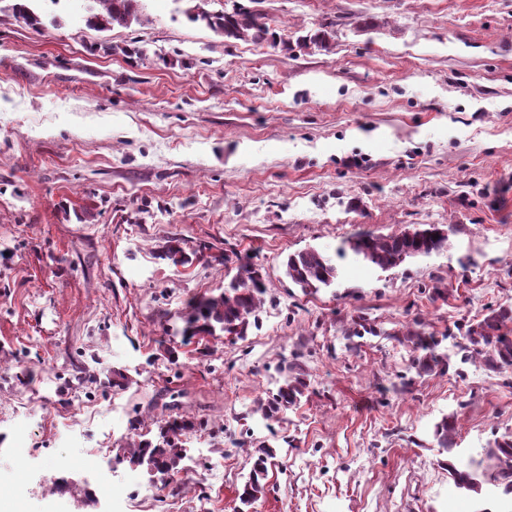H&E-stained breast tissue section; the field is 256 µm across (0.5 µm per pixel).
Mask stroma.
<instances>
[{
    "instance_id": "stroma-1",
    "label": "stroma",
    "mask_w": 512,
    "mask_h": 512,
    "mask_svg": "<svg viewBox=\"0 0 512 512\" xmlns=\"http://www.w3.org/2000/svg\"><path fill=\"white\" fill-rule=\"evenodd\" d=\"M0 0V499L24 512H235L246 442L274 431L244 512H475L432 439L468 457L512 430V369L461 363V328L512 304V0H147L89 27L63 0L40 32ZM242 5L288 46L225 44L189 13ZM373 16L384 26L361 32ZM336 22V49L297 47ZM140 41L146 58L122 46ZM115 45L112 53L103 44ZM453 225L448 251L384 271L337 259L306 295L289 254L360 231ZM180 245L192 260L166 259ZM260 265L259 326L184 340L193 298ZM442 282L444 296L433 292ZM374 334L344 348L353 319ZM410 326L450 356L418 375ZM300 361L309 392L273 428L246 413ZM86 405L77 413L75 402ZM191 416L165 496L115 455L146 420ZM76 467H67V460ZM457 431L458 418L456 413L452 412L434 424L432 437L439 448L450 454L454 449Z\"/></svg>"
}]
</instances>
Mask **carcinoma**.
<instances>
[{
  "mask_svg": "<svg viewBox=\"0 0 512 512\" xmlns=\"http://www.w3.org/2000/svg\"><path fill=\"white\" fill-rule=\"evenodd\" d=\"M102 12L93 15L90 24L106 28L114 24L128 25L138 18L142 0H95ZM15 13L29 26L38 29L42 19L27 4V0H17ZM207 25L224 36V40L245 42H280L279 24L255 10L238 6L232 11L212 14ZM336 23L319 25L313 33L302 36L298 43H311L318 48L332 51V41L336 35ZM453 226L446 232L429 240H416L404 237L403 233L375 235L359 232L345 241L338 251L341 257L350 253L362 262L389 270L399 266L409 258L428 257L445 251L450 246ZM286 277L302 292L308 293L327 287L337 277V267L332 260L313 248L288 255L284 262ZM266 285L261 270L251 263L237 266L236 274L224 285V291L211 296H202L190 302L183 315L182 333L191 339L195 336H231L242 339L250 326L259 322V313L265 304ZM512 322V305H501L490 315L475 325L469 326L457 344L461 353L460 361L479 364L494 373L512 369V336L502 332V328ZM373 329L366 319L353 320V328L344 339L345 349L358 350L357 339ZM400 343L412 344L417 352L413 365L418 374L445 372L449 368L446 356L437 353L436 344L430 336H424L407 327L393 333ZM309 387L306 372L301 364L293 362L284 368L276 392L257 398L250 410L257 415L265 427L283 419L288 409L296 406L305 396ZM194 428V422L184 417L181 420L157 422V438L133 439L121 448L122 459L135 466H147L151 473L170 475L178 468L185 456L183 437ZM458 431V418L452 412L434 424L432 437L437 446L452 452ZM253 458L251 470L242 490L238 492L241 504L249 505L267 491L268 464L275 457V449L266 439L257 438L254 449L249 453ZM445 467L455 486L464 494L478 502L498 494L512 498V432H505L488 443L480 452L469 457L465 465H460L453 457H448Z\"/></svg>",
  "mask_w": 512,
  "mask_h": 512,
  "instance_id": "carcinoma-1",
  "label": "carcinoma"
}]
</instances>
